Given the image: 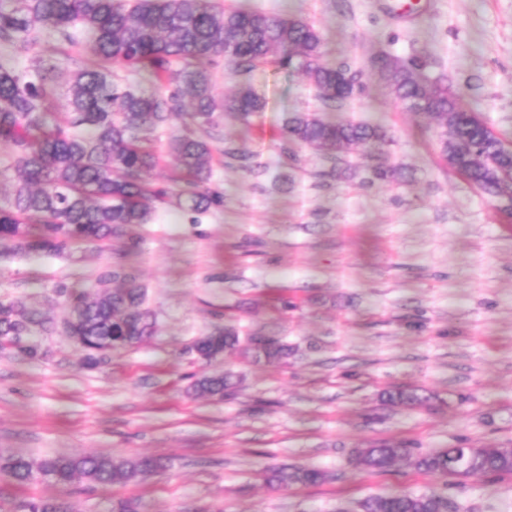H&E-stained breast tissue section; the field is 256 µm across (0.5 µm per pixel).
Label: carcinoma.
<instances>
[{
    "instance_id": "obj_1",
    "label": "carcinoma",
    "mask_w": 512,
    "mask_h": 512,
    "mask_svg": "<svg viewBox=\"0 0 512 512\" xmlns=\"http://www.w3.org/2000/svg\"><path fill=\"white\" fill-rule=\"evenodd\" d=\"M0 7V43L13 57L0 58V243L31 256L59 254L75 242L112 240L114 230L148 224V202L171 197L157 185L151 171L159 156L153 135L174 115L185 118L186 133L168 141L180 165L181 179L193 187L184 200L190 210H206L222 198L200 187L208 181L206 159L210 143L197 131L215 125L217 115L236 113L241 121L262 111L263 103L246 84L230 96L217 94L212 72L222 64L230 75L251 72L269 57L279 67L306 76L327 109L363 94L367 85L348 77L343 63L324 59L320 33L290 18L238 8L226 10L216 0H11ZM43 28L56 40L78 49L70 57L68 91L54 92L56 66L41 59L21 68ZM382 70L377 85L406 111L441 127L440 146L450 166L492 198L512 190V153L488 128L464 110L441 80L429 79L417 58L379 55ZM145 73L159 92L146 96L112 79V68ZM285 141L312 146L337 156L354 147L378 149L388 131L378 123L324 120L309 112H294L284 125ZM118 274L98 277L105 287L94 293L66 285L56 290L70 309L64 327L22 301L0 303V348L16 349L27 357L39 348L27 342L35 332L59 329L78 337L84 363L95 366L112 350V339L134 346L150 336L155 318L145 308L146 293L131 283L111 287ZM221 338L195 343L199 355L211 361L234 354L260 363H275L288 355V346L271 337L254 336L243 344L232 327L217 330ZM228 375L205 377L197 391L224 396ZM457 452L444 448L415 458L423 471L448 476V460ZM467 475L511 474L512 456L495 448H472ZM407 456L401 445L363 449L359 466L384 470ZM164 467L154 457L113 459L87 454L47 456L31 461L0 455V474L27 484L37 477L57 484L86 481L113 484L130 481ZM317 469H278L268 481L281 488L317 483ZM365 512H448V498L439 493L375 496Z\"/></svg>"
}]
</instances>
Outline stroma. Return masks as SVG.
<instances>
[{"label": "stroma", "instance_id": "35a3bbf8", "mask_svg": "<svg viewBox=\"0 0 512 512\" xmlns=\"http://www.w3.org/2000/svg\"><path fill=\"white\" fill-rule=\"evenodd\" d=\"M313 25L330 62L367 70L376 54L419 58L512 148V0H433L412 23L379 0H219ZM246 82L264 104L242 123L217 118L197 213L156 206L108 244L27 256L0 245V302L54 321L69 314L58 284L89 291L105 269L135 280L157 320L152 336L96 367L63 333L35 335L39 357L0 350V453L155 455L166 469L128 483L21 485L0 476V512L42 498L68 512H363L394 492L441 493L454 512H512V476L443 477L415 456L443 448H512V210L451 168L439 128L378 86L340 119L383 124L379 161L399 178L370 182L360 148L338 157L286 142L288 116L322 113L313 84L264 63L244 79L217 67L218 93ZM273 336L287 358L207 362L191 345L215 327ZM231 373L217 398L194 383ZM420 389L427 402H390ZM409 451L385 471L361 449ZM284 465L327 474L316 485H268Z\"/></svg>", "mask_w": 512, "mask_h": 512}]
</instances>
